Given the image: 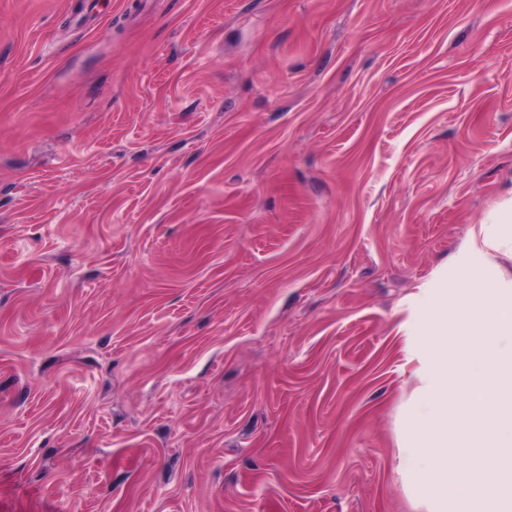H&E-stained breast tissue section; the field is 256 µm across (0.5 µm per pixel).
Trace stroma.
<instances>
[{
	"label": "stroma",
	"mask_w": 512,
	"mask_h": 512,
	"mask_svg": "<svg viewBox=\"0 0 512 512\" xmlns=\"http://www.w3.org/2000/svg\"><path fill=\"white\" fill-rule=\"evenodd\" d=\"M511 200L512 0H0V512H417Z\"/></svg>",
	"instance_id": "1"
}]
</instances>
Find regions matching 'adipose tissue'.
Segmentation results:
<instances>
[{
	"mask_svg": "<svg viewBox=\"0 0 512 512\" xmlns=\"http://www.w3.org/2000/svg\"><path fill=\"white\" fill-rule=\"evenodd\" d=\"M461 295L441 290L428 328L408 337L417 385L398 472L422 512H512V279L494 253H512V207L473 230Z\"/></svg>",
	"mask_w": 512,
	"mask_h": 512,
	"instance_id": "1",
	"label": "adipose tissue"
}]
</instances>
